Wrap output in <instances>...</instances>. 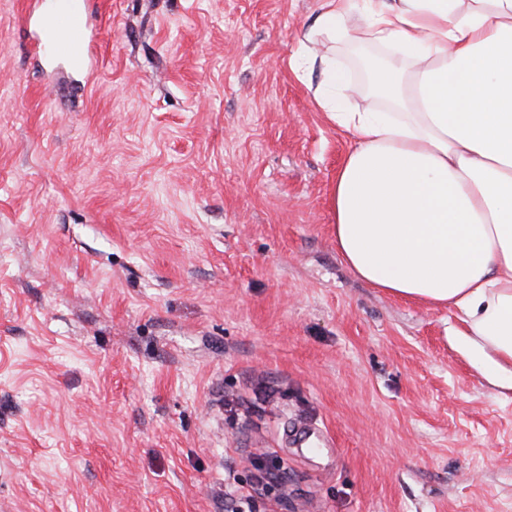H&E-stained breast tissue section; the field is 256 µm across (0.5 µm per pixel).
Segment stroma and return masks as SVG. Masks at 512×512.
Segmentation results:
<instances>
[{
  "label": "stroma",
  "mask_w": 512,
  "mask_h": 512,
  "mask_svg": "<svg viewBox=\"0 0 512 512\" xmlns=\"http://www.w3.org/2000/svg\"><path fill=\"white\" fill-rule=\"evenodd\" d=\"M322 4L0 0V512H228L261 463L254 512H512V391L336 250ZM48 31L53 51L61 56H69L77 47L84 46L87 22L81 13L64 11L52 18Z\"/></svg>",
  "instance_id": "1"
}]
</instances>
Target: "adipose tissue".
I'll return each mask as SVG.
<instances>
[{"label": "adipose tissue", "instance_id": "ef3b65f1", "mask_svg": "<svg viewBox=\"0 0 512 512\" xmlns=\"http://www.w3.org/2000/svg\"><path fill=\"white\" fill-rule=\"evenodd\" d=\"M364 34L383 112H355L347 73L320 64L313 94L351 134L330 192L336 248L360 279L445 307L450 342L512 390V0H324L308 38Z\"/></svg>", "mask_w": 512, "mask_h": 512}]
</instances>
